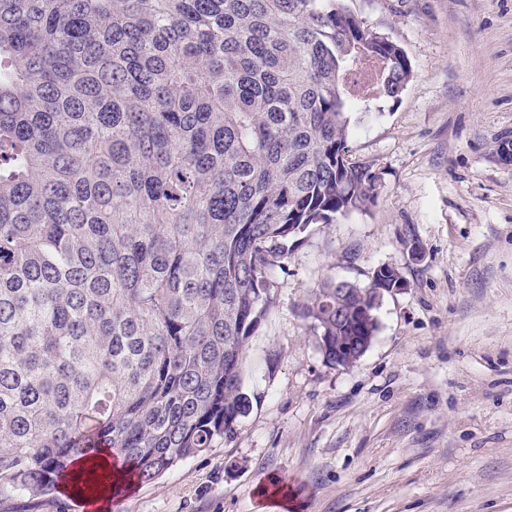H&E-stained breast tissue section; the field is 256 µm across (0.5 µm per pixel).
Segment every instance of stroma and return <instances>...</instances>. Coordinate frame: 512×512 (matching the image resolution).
I'll use <instances>...</instances> for the list:
<instances>
[{
	"label": "stroma",
	"mask_w": 512,
	"mask_h": 512,
	"mask_svg": "<svg viewBox=\"0 0 512 512\" xmlns=\"http://www.w3.org/2000/svg\"><path fill=\"white\" fill-rule=\"evenodd\" d=\"M401 46L399 99L350 116L375 206L289 240L250 337L237 431L109 512H512V0H342ZM392 265L378 333L328 363L303 307ZM0 512H83L57 491Z\"/></svg>",
	"instance_id": "1"
}]
</instances>
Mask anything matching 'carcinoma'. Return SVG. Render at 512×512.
I'll list each match as a JSON object with an SVG mask.
<instances>
[{"label":"carcinoma","mask_w":512,"mask_h":512,"mask_svg":"<svg viewBox=\"0 0 512 512\" xmlns=\"http://www.w3.org/2000/svg\"><path fill=\"white\" fill-rule=\"evenodd\" d=\"M367 64L392 99L412 75L340 0H0V501L234 435L268 271L378 199L347 144ZM377 308L321 284L326 361ZM110 456V452L103 448L100 454L87 461V464L84 468L100 469L103 475L112 474L114 482L122 484V486L124 484H129L130 476H128V469L125 467L118 468L115 463H110L107 458Z\"/></svg>","instance_id":"1"}]
</instances>
